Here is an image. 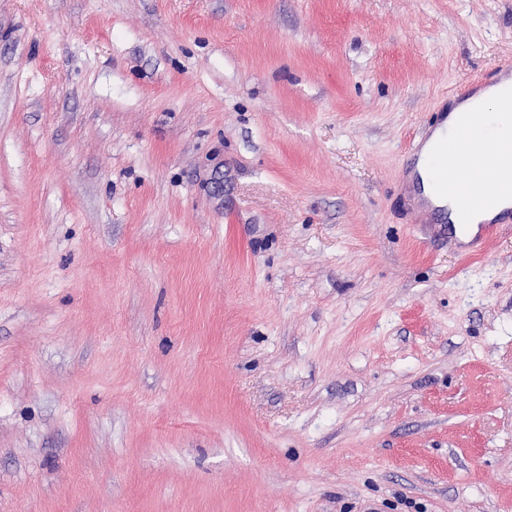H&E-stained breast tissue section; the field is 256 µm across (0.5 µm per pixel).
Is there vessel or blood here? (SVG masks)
<instances>
[{
  "label": "vessel or blood",
  "instance_id": "1",
  "mask_svg": "<svg viewBox=\"0 0 512 512\" xmlns=\"http://www.w3.org/2000/svg\"><path fill=\"white\" fill-rule=\"evenodd\" d=\"M483 121L482 110L462 119L441 148L434 164L440 192L450 196L461 218L512 198V164L506 163L499 143L486 140L474 145L472 129Z\"/></svg>",
  "mask_w": 512,
  "mask_h": 512
}]
</instances>
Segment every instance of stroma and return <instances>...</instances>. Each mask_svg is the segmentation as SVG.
Returning a JSON list of instances; mask_svg holds the SVG:
<instances>
[{
    "label": "stroma",
    "mask_w": 512,
    "mask_h": 512,
    "mask_svg": "<svg viewBox=\"0 0 512 512\" xmlns=\"http://www.w3.org/2000/svg\"><path fill=\"white\" fill-rule=\"evenodd\" d=\"M512 0H0V512H512V220L419 225Z\"/></svg>",
    "instance_id": "stroma-1"
}]
</instances>
